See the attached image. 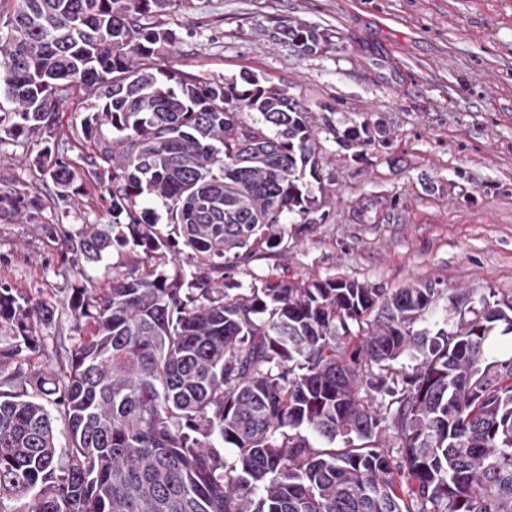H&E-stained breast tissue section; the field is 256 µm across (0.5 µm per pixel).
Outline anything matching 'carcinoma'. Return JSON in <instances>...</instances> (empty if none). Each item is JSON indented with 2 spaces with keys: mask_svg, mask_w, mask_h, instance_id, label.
Segmentation results:
<instances>
[{
  "mask_svg": "<svg viewBox=\"0 0 512 512\" xmlns=\"http://www.w3.org/2000/svg\"><path fill=\"white\" fill-rule=\"evenodd\" d=\"M172 6L13 0L3 23L0 142L46 135L34 165L73 205L54 135L71 91L89 93L73 133L97 147L110 223L64 243L91 263L115 248L149 262L61 307L0 289L17 329L0 347V512H512V355L491 356L512 298L447 304L437 281L336 277L240 290L233 271L287 255L305 230L288 216L316 208L320 129L256 74L157 67L177 35L148 19ZM274 35L301 54L330 43L300 23ZM383 134L364 122L344 137ZM41 210L0 194V217ZM183 246L185 263L166 260ZM60 309L81 329L65 361L24 367Z\"/></svg>",
  "mask_w": 512,
  "mask_h": 512,
  "instance_id": "cac0c4a2",
  "label": "carcinoma"
}]
</instances>
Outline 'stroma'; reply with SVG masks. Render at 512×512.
<instances>
[{"label":"stroma","instance_id":"35a3bbf8","mask_svg":"<svg viewBox=\"0 0 512 512\" xmlns=\"http://www.w3.org/2000/svg\"><path fill=\"white\" fill-rule=\"evenodd\" d=\"M281 20L331 43L299 55L272 40ZM156 22L179 36L163 66L287 84L322 129V219L287 257L236 269L242 285L274 273L512 294V0H177ZM365 121L380 122L388 144L340 140ZM39 142L0 143V192L46 201L37 216L0 219V284L61 304L107 287L127 257L66 255L64 234L108 223V204L91 185L61 217L33 165Z\"/></svg>","mask_w":512,"mask_h":512}]
</instances>
